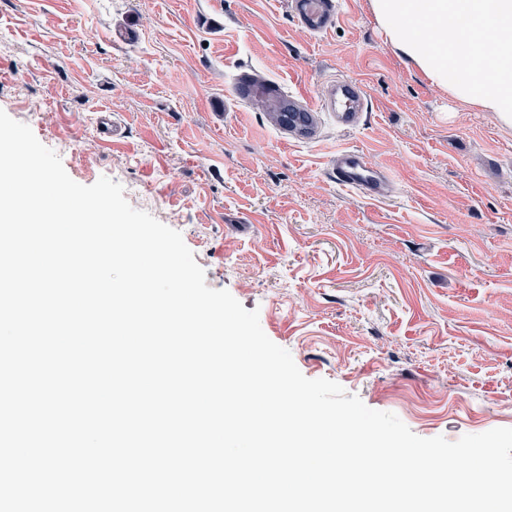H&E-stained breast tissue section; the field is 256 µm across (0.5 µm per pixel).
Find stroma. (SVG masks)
Here are the masks:
<instances>
[{"instance_id": "35a3bbf8", "label": "stroma", "mask_w": 512, "mask_h": 512, "mask_svg": "<svg viewBox=\"0 0 512 512\" xmlns=\"http://www.w3.org/2000/svg\"><path fill=\"white\" fill-rule=\"evenodd\" d=\"M244 70L292 96L346 77L370 107L289 132L236 96ZM0 110L180 232L305 377L423 438L512 428V124L432 84L371 0L321 35L288 0H0ZM344 150L384 196L336 184Z\"/></svg>"}]
</instances>
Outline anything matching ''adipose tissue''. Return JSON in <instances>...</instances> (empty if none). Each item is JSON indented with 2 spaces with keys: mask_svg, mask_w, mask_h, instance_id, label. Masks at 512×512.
Segmentation results:
<instances>
[{
  "mask_svg": "<svg viewBox=\"0 0 512 512\" xmlns=\"http://www.w3.org/2000/svg\"><path fill=\"white\" fill-rule=\"evenodd\" d=\"M397 51L434 85L512 123V0H372Z\"/></svg>",
  "mask_w": 512,
  "mask_h": 512,
  "instance_id": "adipose-tissue-1",
  "label": "adipose tissue"
}]
</instances>
